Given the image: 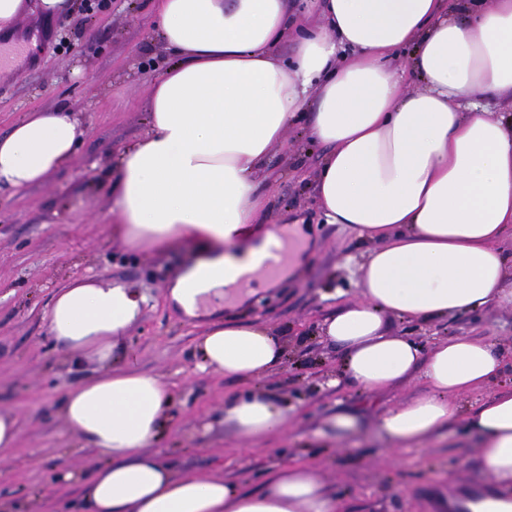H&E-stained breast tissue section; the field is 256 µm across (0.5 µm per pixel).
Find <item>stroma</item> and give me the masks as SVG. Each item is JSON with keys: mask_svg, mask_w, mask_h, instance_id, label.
Masks as SVG:
<instances>
[{"mask_svg": "<svg viewBox=\"0 0 512 512\" xmlns=\"http://www.w3.org/2000/svg\"><path fill=\"white\" fill-rule=\"evenodd\" d=\"M157 11L158 0H106L94 11L86 0H68L53 18L27 14L11 40L21 53L13 69L0 71L1 136L41 110L73 113L86 128L72 158L49 181L24 190L0 186V412L17 420L14 454L0 468V503L20 505L22 512H70L83 480L107 460L58 412L70 384L105 367L94 358L72 366L50 342L42 317L56 288L97 276L147 299L112 358L120 362L133 353L139 369L170 384L173 402L153 450L177 472L218 474L253 491L271 470L309 463L343 512H441L438 499L486 479L463 419L395 453L374 421L427 393L422 374L376 394L346 382L326 385L342 355L320 326L340 302L359 299V267L374 242L326 223L320 211L317 173L326 148L308 132L314 100L303 104L302 116L270 151L258 186L266 208L254 232L298 219L316 244L302 269L281 273L279 287L190 321L163 291L191 258L192 244L162 250L116 234L115 162L146 134L152 86L173 61L156 30ZM248 322L284 337L287 355L279 369L258 380L196 370L195 346L206 329ZM385 324L427 346L468 336L512 350L511 308L489 306L426 322L391 316ZM252 391L288 408L286 426L271 439L247 441L224 424L225 400ZM338 410L360 413L365 428L346 440L318 439L317 429Z\"/></svg>", "mask_w": 512, "mask_h": 512, "instance_id": "1", "label": "stroma"}]
</instances>
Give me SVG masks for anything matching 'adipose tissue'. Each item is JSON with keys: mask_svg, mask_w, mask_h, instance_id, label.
Listing matches in <instances>:
<instances>
[{"mask_svg": "<svg viewBox=\"0 0 512 512\" xmlns=\"http://www.w3.org/2000/svg\"><path fill=\"white\" fill-rule=\"evenodd\" d=\"M314 5L324 26L301 32L285 60L278 43L292 22L288 0H160L161 37L180 60L152 88L148 133L119 159L113 210L129 241L197 245L170 287L176 307L192 316L223 302L225 286L256 270L276 241L271 232L245 234L262 221L257 178L315 96L311 134L328 148L317 187L323 215L380 241L360 266V299L326 318L322 336L344 353L342 377L366 393L423 372L430 393L376 421L400 451L447 427L453 397L506 369L488 342L454 337L426 349L389 332L384 318L512 307L503 285L512 267L500 246L512 227V119L483 107L512 98V0H471L464 23L443 0H302L298 9ZM412 44L424 86L407 94L388 61ZM83 133L75 115L29 114L0 136V184L48 181ZM144 303L124 284L86 278L55 291L43 319L73 364L110 362ZM285 352L269 327L230 323L201 336L198 367L258 379ZM170 401L162 376L128 365L66 390V427L111 457L84 483L77 512H342L306 465L275 469L256 491L177 474L151 449ZM224 421L242 438L264 440L288 414L252 392L225 403ZM465 425L479 437L494 488L468 502L469 512H512V392L476 406Z\"/></svg>", "mask_w": 512, "mask_h": 512, "instance_id": "ef3b65f1", "label": "adipose tissue"}]
</instances>
